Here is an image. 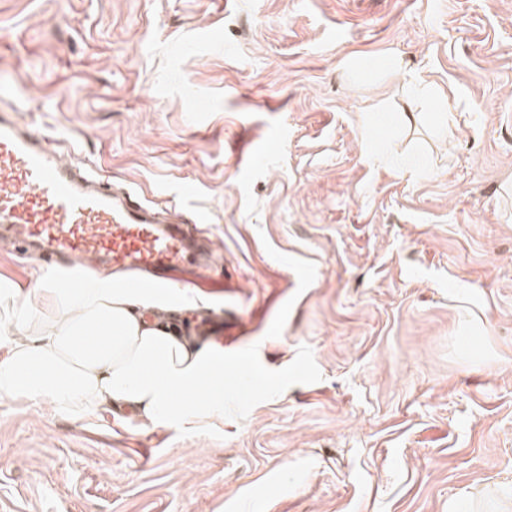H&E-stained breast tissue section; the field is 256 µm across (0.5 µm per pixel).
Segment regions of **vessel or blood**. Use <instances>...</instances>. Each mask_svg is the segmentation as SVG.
Returning a JSON list of instances; mask_svg holds the SVG:
<instances>
[{
    "instance_id": "obj_1",
    "label": "vessel or blood",
    "mask_w": 512,
    "mask_h": 512,
    "mask_svg": "<svg viewBox=\"0 0 512 512\" xmlns=\"http://www.w3.org/2000/svg\"><path fill=\"white\" fill-rule=\"evenodd\" d=\"M197 224H175L136 197L114 193L98 174L64 162L48 137L0 109V241L68 269L106 263L133 275L130 288L199 287Z\"/></svg>"
}]
</instances>
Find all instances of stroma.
<instances>
[{"label":"stroma","instance_id":"stroma-1","mask_svg":"<svg viewBox=\"0 0 512 512\" xmlns=\"http://www.w3.org/2000/svg\"><path fill=\"white\" fill-rule=\"evenodd\" d=\"M0 100L227 284L223 416L0 399V512H512V0H0Z\"/></svg>","mask_w":512,"mask_h":512}]
</instances>
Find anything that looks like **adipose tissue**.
Here are the masks:
<instances>
[{
  "mask_svg": "<svg viewBox=\"0 0 512 512\" xmlns=\"http://www.w3.org/2000/svg\"><path fill=\"white\" fill-rule=\"evenodd\" d=\"M39 322L29 334L0 339V394L54 405L79 417L130 410L154 424H181L186 408L215 417L224 410V358L171 323L148 318L156 296L90 273L59 289L37 277Z\"/></svg>",
  "mask_w": 512,
  "mask_h": 512,
  "instance_id": "obj_1",
  "label": "adipose tissue"
}]
</instances>
